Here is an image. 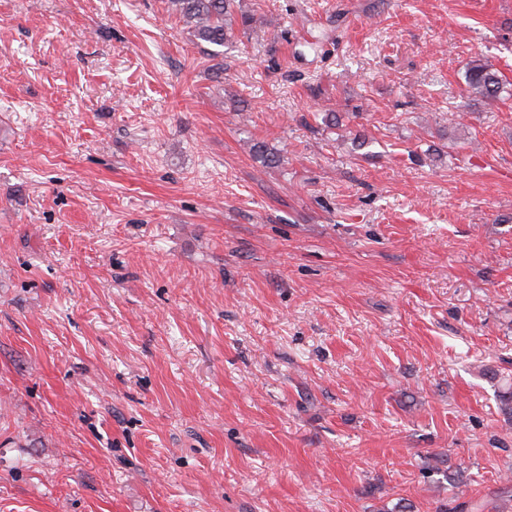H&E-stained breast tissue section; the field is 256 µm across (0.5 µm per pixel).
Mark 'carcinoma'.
Listing matches in <instances>:
<instances>
[{"label": "carcinoma", "mask_w": 512, "mask_h": 512, "mask_svg": "<svg viewBox=\"0 0 512 512\" xmlns=\"http://www.w3.org/2000/svg\"><path fill=\"white\" fill-rule=\"evenodd\" d=\"M231 0H169V8L195 38L222 47L235 38L231 20ZM466 91L477 99L497 96L501 79L492 67L480 60L470 63Z\"/></svg>", "instance_id": "obj_1"}]
</instances>
